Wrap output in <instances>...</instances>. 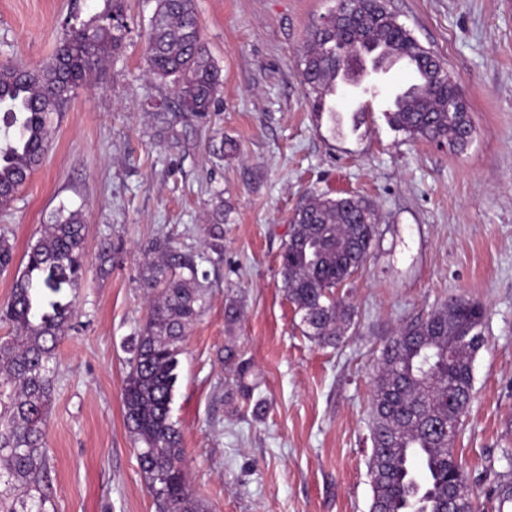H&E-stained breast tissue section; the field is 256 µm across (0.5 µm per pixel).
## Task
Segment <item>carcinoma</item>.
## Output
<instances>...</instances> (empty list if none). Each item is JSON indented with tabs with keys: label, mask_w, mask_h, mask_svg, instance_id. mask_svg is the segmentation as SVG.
I'll return each mask as SVG.
<instances>
[{
	"label": "carcinoma",
	"mask_w": 512,
	"mask_h": 512,
	"mask_svg": "<svg viewBox=\"0 0 512 512\" xmlns=\"http://www.w3.org/2000/svg\"><path fill=\"white\" fill-rule=\"evenodd\" d=\"M332 13L312 27L300 56L304 85L314 109H324L323 89L350 74L344 61H365L363 51L383 44L418 63L408 97L386 113L388 123L414 141L448 142L463 150L475 130L469 108L458 111L457 82L447 64L423 46L385 0H337ZM125 24L120 7L92 29L67 35L43 65H0V207L9 205L48 151L54 115L107 57L119 50ZM148 71L170 78L178 111L204 119L214 111L221 74L201 39L194 0H157L146 43ZM224 204L217 202L203 233L209 248L223 249ZM279 274L288 300L300 314L305 336L321 346L342 343L355 316L336 289L365 263L378 234V214L365 199L311 196L295 209ZM85 228L79 214L43 226L28 245L22 273L0 319L12 333L0 336V512H48L50 458L44 441L47 407L55 389L58 347L71 327L74 299L85 270ZM140 287L149 298L147 319L128 340L124 424L138 444V464L158 512H206L189 492L184 448L171 404L187 329L206 302V260L165 239L144 247ZM14 262V248L0 233V271ZM238 302L224 307L227 330L240 322ZM484 306L455 296L420 321L401 327L382 348L373 378L368 471L369 512H478L476 481L455 454L456 437L445 428L467 414L473 400L474 361L485 346ZM224 366L252 415L266 402L250 367L233 345ZM504 471L493 492L512 502V448L501 450Z\"/></svg>",
	"instance_id": "obj_1"
}]
</instances>
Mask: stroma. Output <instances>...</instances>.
<instances>
[{
    "mask_svg": "<svg viewBox=\"0 0 512 512\" xmlns=\"http://www.w3.org/2000/svg\"><path fill=\"white\" fill-rule=\"evenodd\" d=\"M112 3L0 0V64L43 63ZM121 5V48L55 117L41 165L0 208L19 259L59 216L79 213L88 230L75 328L58 350L48 414L49 512H157L123 421V342L147 316L144 246L169 238L203 251L199 227L219 199L224 247L203 265L206 308L184 342L172 404L193 496L209 512H368L380 351L455 295L487 310L475 399L455 448L479 490L489 489L502 449L512 448V0H387L470 105L475 137L460 152L411 140L377 111L351 131L345 99V132L332 134L298 58L336 0H195L223 84L215 112L191 121L179 116L172 81L146 73L156 0ZM324 192L363 197L379 215L366 262L337 290L356 316L335 348L303 335L278 274L295 208ZM106 238L116 251L103 273ZM231 298L243 316L229 329ZM230 340L259 377L263 418L224 367Z\"/></svg>",
    "mask_w": 512,
    "mask_h": 512,
    "instance_id": "obj_1",
    "label": "stroma"
}]
</instances>
